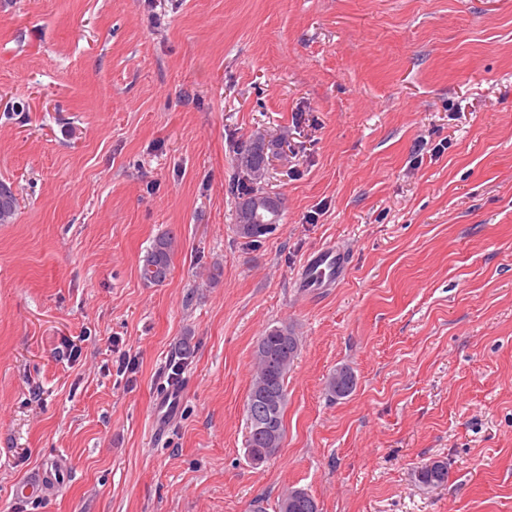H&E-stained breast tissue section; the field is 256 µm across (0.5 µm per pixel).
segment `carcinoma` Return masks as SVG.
Here are the masks:
<instances>
[{"label":"carcinoma","mask_w":512,"mask_h":512,"mask_svg":"<svg viewBox=\"0 0 512 512\" xmlns=\"http://www.w3.org/2000/svg\"><path fill=\"white\" fill-rule=\"evenodd\" d=\"M272 152V144L255 135L239 155L238 164L245 171L253 188L244 194L236 207L235 233L253 243H261L273 234L282 216L283 208L264 197L263 183L268 167L265 157ZM18 201L11 188L0 184V224L10 223L17 211ZM175 239L165 233L157 236L142 259L141 278L150 284L164 283L171 273ZM301 339L288 326L268 328L257 340L253 351V373L247 394L246 413L248 429L247 455L263 463L274 457L283 447L285 429L283 417L288 402L286 379L300 354ZM356 387V377L346 367H339L326 381L325 389L333 399L348 396ZM266 394L272 417L270 430L256 431L252 412L253 398ZM417 480L426 486H441L448 480V463L434 460L422 465ZM295 489H287L277 501V512H319L316 499L302 489V500L293 503Z\"/></svg>","instance_id":"1"}]
</instances>
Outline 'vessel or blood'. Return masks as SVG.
<instances>
[{
    "label": "vessel or blood",
    "mask_w": 512,
    "mask_h": 512,
    "mask_svg": "<svg viewBox=\"0 0 512 512\" xmlns=\"http://www.w3.org/2000/svg\"><path fill=\"white\" fill-rule=\"evenodd\" d=\"M349 268L348 252L336 245L326 244L309 253L294 280V286L305 295L320 294L338 287L346 279ZM69 470L70 464L65 458H55L19 482L15 493L21 498L44 495L49 487H60Z\"/></svg>",
    "instance_id": "vessel-or-blood-1"
}]
</instances>
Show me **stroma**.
<instances>
[{
    "label": "stroma",
    "instance_id": "stroma-1",
    "mask_svg": "<svg viewBox=\"0 0 512 512\" xmlns=\"http://www.w3.org/2000/svg\"><path fill=\"white\" fill-rule=\"evenodd\" d=\"M258 133L284 219L254 246L232 227ZM0 182V512H274L290 486L320 512H512V0H0ZM328 243L346 280L299 295ZM282 324L285 439L255 465L251 360ZM58 456L62 488L16 496ZM175 239L165 233L157 236L142 259L141 278L150 284L164 283L171 273ZM356 377L346 367L336 368L326 381L325 389L333 399H340L348 396L356 387ZM417 480L426 486H441L448 480V463L434 460L422 465L417 471Z\"/></svg>",
    "mask_w": 512,
    "mask_h": 512
}]
</instances>
